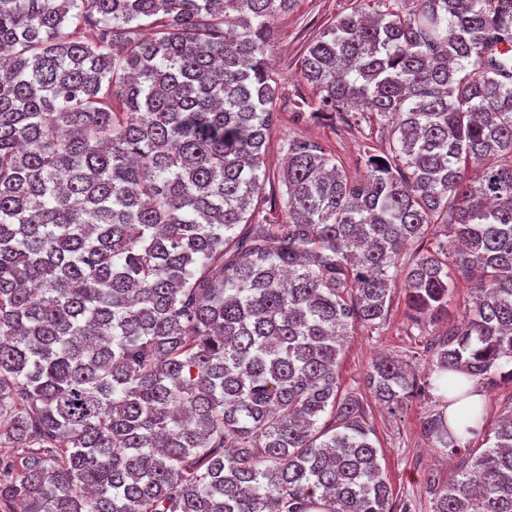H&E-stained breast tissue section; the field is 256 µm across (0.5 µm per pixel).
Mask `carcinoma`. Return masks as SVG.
Returning <instances> with one entry per match:
<instances>
[{"instance_id": "carcinoma-1", "label": "carcinoma", "mask_w": 512, "mask_h": 512, "mask_svg": "<svg viewBox=\"0 0 512 512\" xmlns=\"http://www.w3.org/2000/svg\"><path fill=\"white\" fill-rule=\"evenodd\" d=\"M292 3L0 0V512H393L337 368L397 287L447 314L453 266L475 294L430 377L381 356L367 388L455 407L421 422L467 451L433 512H512V411L466 402L512 380V0H358L316 36L290 108L386 130L355 178L307 139L266 171ZM440 222L457 250L396 270Z\"/></svg>"}]
</instances>
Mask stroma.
<instances>
[{"instance_id": "1", "label": "stroma", "mask_w": 512, "mask_h": 512, "mask_svg": "<svg viewBox=\"0 0 512 512\" xmlns=\"http://www.w3.org/2000/svg\"><path fill=\"white\" fill-rule=\"evenodd\" d=\"M355 3L356 0H296L288 12L275 16L272 47L267 58L279 75L280 107L266 153L268 170H281L286 155L283 142L302 138L314 140L335 153L348 174L361 173V137L355 130L340 121L317 123L295 119L288 107L290 100L313 95L300 74L308 44L336 17L349 13ZM455 278L457 288L446 320L419 328L413 326L405 317L402 292H395L386 323L374 329L355 328L340 361L342 390L355 392L369 406L368 422L393 499L399 503L411 502L412 512H432V500L426 492L428 484L446 483L449 472L461 464L462 457L433 447L420 432L422 417L441 408L437 392L418 396L407 408L395 413L373 400L366 387V374L376 355L389 354L402 361L416 376H427L435 345L458 324L460 314L471 298L466 275L459 272Z\"/></svg>"}]
</instances>
